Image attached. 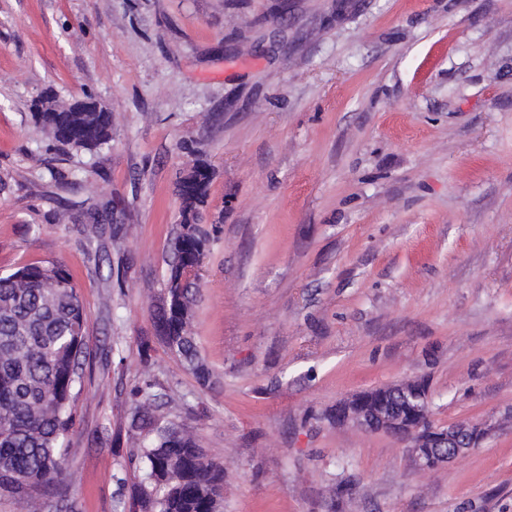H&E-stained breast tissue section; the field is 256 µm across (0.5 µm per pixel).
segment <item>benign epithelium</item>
<instances>
[{"label": "benign epithelium", "mask_w": 512, "mask_h": 512, "mask_svg": "<svg viewBox=\"0 0 512 512\" xmlns=\"http://www.w3.org/2000/svg\"><path fill=\"white\" fill-rule=\"evenodd\" d=\"M389 391L394 394L392 406L373 405L365 394L358 393L336 407L331 421L396 437L424 470L444 466L479 446L494 429L486 422L451 423L424 429L415 424L422 416L429 415V395L424 383L414 380L392 386Z\"/></svg>", "instance_id": "7a95c632"}]
</instances>
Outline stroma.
I'll use <instances>...</instances> for the list:
<instances>
[{"label": "stroma", "mask_w": 512, "mask_h": 512, "mask_svg": "<svg viewBox=\"0 0 512 512\" xmlns=\"http://www.w3.org/2000/svg\"><path fill=\"white\" fill-rule=\"evenodd\" d=\"M49 88L112 110L110 146L46 149L29 105ZM185 140L213 172L205 385L152 316ZM92 185L135 220L105 223L96 262ZM45 260L73 276L91 357L74 491L42 512L130 501L147 379L223 465L221 512H512V0H0V273ZM420 378L434 425L496 430L422 471L324 417Z\"/></svg>", "instance_id": "obj_1"}]
</instances>
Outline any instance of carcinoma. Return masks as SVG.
<instances>
[{
	"label": "carcinoma",
	"mask_w": 512,
	"mask_h": 512,
	"mask_svg": "<svg viewBox=\"0 0 512 512\" xmlns=\"http://www.w3.org/2000/svg\"><path fill=\"white\" fill-rule=\"evenodd\" d=\"M47 93L31 104L32 119L48 147L95 154L112 142L113 116L91 93L56 111ZM208 165L199 159L179 178L182 200L175 261L154 305L156 331L169 352L209 381L191 319L199 289L188 269L206 256L210 230L199 224L207 203ZM88 344L85 316L71 273L53 260L0 275V497L25 501L34 512L71 490L65 442L75 426ZM151 385L140 390L131 416L140 440L136 491L128 512H219L224 467L182 425L155 415Z\"/></svg>",
	"instance_id": "carcinoma-1"
}]
</instances>
